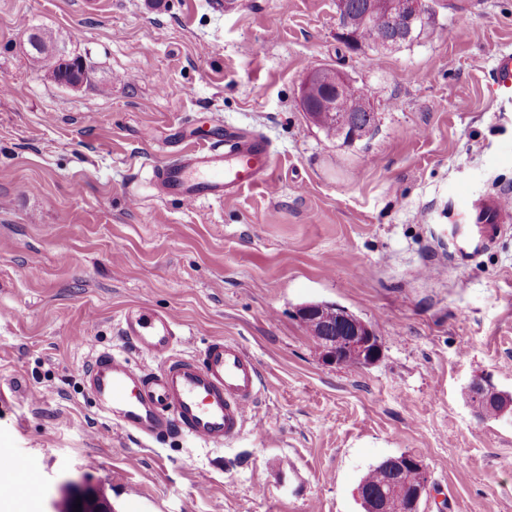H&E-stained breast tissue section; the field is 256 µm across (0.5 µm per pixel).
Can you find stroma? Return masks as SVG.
<instances>
[{
	"instance_id": "obj_1",
	"label": "stroma",
	"mask_w": 512,
	"mask_h": 512,
	"mask_svg": "<svg viewBox=\"0 0 512 512\" xmlns=\"http://www.w3.org/2000/svg\"><path fill=\"white\" fill-rule=\"evenodd\" d=\"M425 30L379 53L336 37V0H0V457L40 480L0 512H60L65 485L114 512H361L363 473L420 457L419 512H512V419L478 415L475 377L512 392V227L475 257L446 232L465 200L512 196V0H430ZM52 31L94 67L59 83L22 37ZM375 109L345 143L297 99L317 65ZM218 119L265 136L271 187L193 207L155 167ZM152 139H144V129ZM345 308L380 361L327 363L298 317ZM174 314L181 352L229 337L255 358L253 424L222 448L142 445L99 412L83 369L123 343L124 309ZM494 56L495 66L491 75L493 87L502 92H512V51L498 49Z\"/></svg>"
}]
</instances>
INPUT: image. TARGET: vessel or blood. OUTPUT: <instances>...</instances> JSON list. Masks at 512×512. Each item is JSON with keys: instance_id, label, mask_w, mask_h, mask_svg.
<instances>
[{"instance_id": "obj_1", "label": "vessel or blood", "mask_w": 512, "mask_h": 512, "mask_svg": "<svg viewBox=\"0 0 512 512\" xmlns=\"http://www.w3.org/2000/svg\"><path fill=\"white\" fill-rule=\"evenodd\" d=\"M494 88L512 92V51L496 50ZM275 162L269 141L256 133L228 131L177 151L154 173L160 197L188 206L224 201L266 183ZM456 225L458 252L474 256L492 245L512 219V201L490 195L464 203ZM120 334L154 365L104 351L83 370L87 392L127 435L157 441L176 434L207 448L239 439L251 419L262 383L254 357L238 342L216 336L197 354L178 349L181 328L171 314L128 308Z\"/></svg>"}]
</instances>
